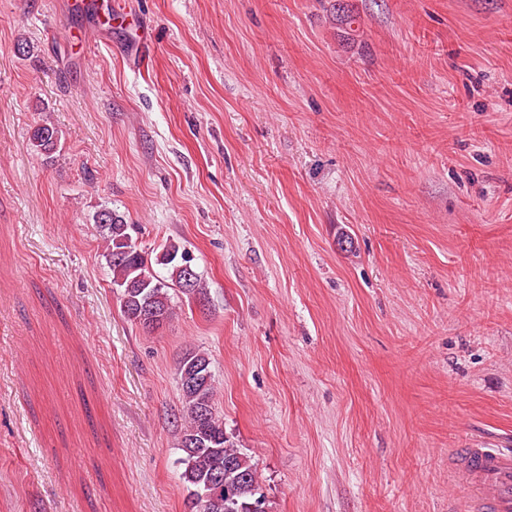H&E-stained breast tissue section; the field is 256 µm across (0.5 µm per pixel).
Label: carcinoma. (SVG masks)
Returning <instances> with one entry per match:
<instances>
[{
    "label": "carcinoma",
    "mask_w": 512,
    "mask_h": 512,
    "mask_svg": "<svg viewBox=\"0 0 512 512\" xmlns=\"http://www.w3.org/2000/svg\"><path fill=\"white\" fill-rule=\"evenodd\" d=\"M60 139L59 130L47 122L31 130V145L42 154L53 153ZM94 223L106 242L112 287L118 292L124 317L136 322L137 312L146 304L155 323L141 322L139 326L146 331L160 328L171 318L173 308L165 279L154 266L166 268L171 281L181 288L186 281L183 265L192 262L190 254L169 241L150 261L128 232L130 225L123 215L104 208L97 212ZM178 383L185 418L180 440L184 452L179 459L180 478L188 495L216 494L208 512H269L256 465L224 432V420L215 407V378L208 355L185 354L179 364Z\"/></svg>",
    "instance_id": "obj_1"
}]
</instances>
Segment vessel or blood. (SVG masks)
I'll return each mask as SVG.
<instances>
[{
    "label": "vessel or blood",
    "mask_w": 512,
    "mask_h": 512,
    "mask_svg": "<svg viewBox=\"0 0 512 512\" xmlns=\"http://www.w3.org/2000/svg\"><path fill=\"white\" fill-rule=\"evenodd\" d=\"M452 464L468 482V512H512V449L465 448Z\"/></svg>",
    "instance_id": "1"
}]
</instances>
